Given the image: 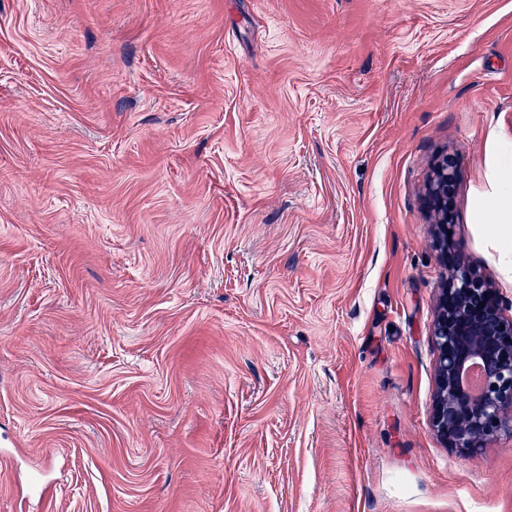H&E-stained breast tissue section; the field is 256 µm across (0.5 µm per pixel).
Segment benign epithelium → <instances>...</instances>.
Instances as JSON below:
<instances>
[{
  "label": "benign epithelium",
  "instance_id": "benign-epithelium-1",
  "mask_svg": "<svg viewBox=\"0 0 512 512\" xmlns=\"http://www.w3.org/2000/svg\"><path fill=\"white\" fill-rule=\"evenodd\" d=\"M456 169L443 160L430 193L438 224H448V198ZM432 338L438 349L434 432L452 448L476 452L504 433L512 435V319L504 317L496 293L469 266H452L439 299ZM480 368L483 386L466 382L470 366Z\"/></svg>",
  "mask_w": 512,
  "mask_h": 512
}]
</instances>
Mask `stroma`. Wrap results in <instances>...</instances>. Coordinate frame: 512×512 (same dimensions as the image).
Instances as JSON below:
<instances>
[{"instance_id":"obj_1","label":"stroma","mask_w":512,"mask_h":512,"mask_svg":"<svg viewBox=\"0 0 512 512\" xmlns=\"http://www.w3.org/2000/svg\"><path fill=\"white\" fill-rule=\"evenodd\" d=\"M502 152L512 0H0V512H512L430 422ZM456 169L445 158L436 168L435 177L430 186V193L438 214V224L448 229V198L451 195Z\"/></svg>"}]
</instances>
